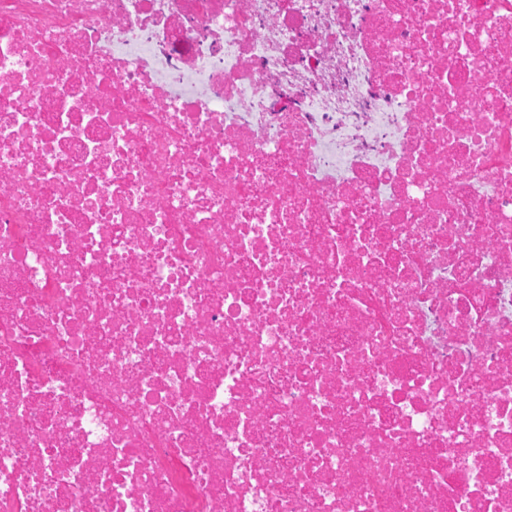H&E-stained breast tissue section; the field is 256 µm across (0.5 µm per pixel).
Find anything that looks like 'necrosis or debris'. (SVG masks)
I'll use <instances>...</instances> for the list:
<instances>
[{"label": "necrosis or debris", "mask_w": 512, "mask_h": 512, "mask_svg": "<svg viewBox=\"0 0 512 512\" xmlns=\"http://www.w3.org/2000/svg\"><path fill=\"white\" fill-rule=\"evenodd\" d=\"M0 512H512V0H0Z\"/></svg>", "instance_id": "necrosis-or-debris-1"}]
</instances>
